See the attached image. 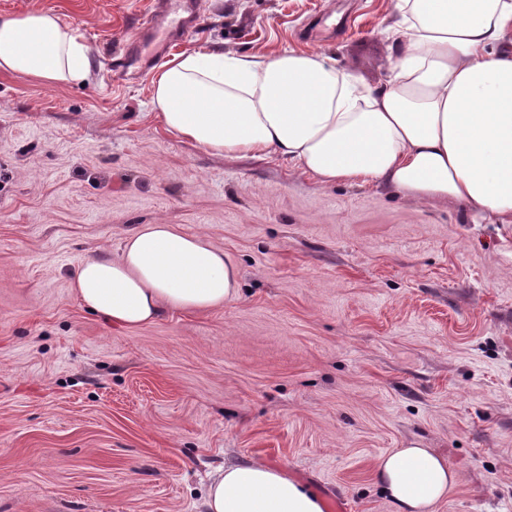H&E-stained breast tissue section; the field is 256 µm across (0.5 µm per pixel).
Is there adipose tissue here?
I'll return each mask as SVG.
<instances>
[{"mask_svg": "<svg viewBox=\"0 0 512 512\" xmlns=\"http://www.w3.org/2000/svg\"><path fill=\"white\" fill-rule=\"evenodd\" d=\"M398 52L369 87L316 51L239 56L185 52L152 79L164 129L214 155L274 156L316 184L392 187L423 203L468 208L477 224L512 225V0H399ZM90 47L58 16H0V72L46 85L84 84ZM72 288L87 311L134 330L174 312H206L240 296L238 271L201 235L170 224L129 230L119 257L86 256ZM374 475L396 512H432L457 481L413 444ZM205 512H322L286 469L253 461L218 468Z\"/></svg>", "mask_w": 512, "mask_h": 512, "instance_id": "adipose-tissue-1", "label": "adipose tissue"}]
</instances>
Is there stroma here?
<instances>
[{"mask_svg": "<svg viewBox=\"0 0 512 512\" xmlns=\"http://www.w3.org/2000/svg\"><path fill=\"white\" fill-rule=\"evenodd\" d=\"M175 53H324L371 86L398 0H200ZM56 14L84 85L0 73V512H202L214 468L285 467L348 512H395L378 460L417 444L457 482L433 512H512V226L166 132L157 65L113 69L153 0H0ZM140 224L200 234L238 300L133 331L71 286Z\"/></svg>", "mask_w": 512, "mask_h": 512, "instance_id": "35a3bbf8", "label": "stroma"}]
</instances>
